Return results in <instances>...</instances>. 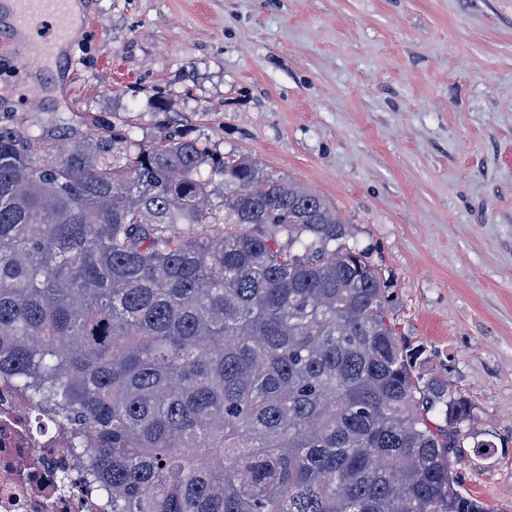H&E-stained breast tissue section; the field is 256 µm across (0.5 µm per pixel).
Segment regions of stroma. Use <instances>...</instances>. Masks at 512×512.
I'll return each mask as SVG.
<instances>
[{
    "label": "stroma",
    "mask_w": 512,
    "mask_h": 512,
    "mask_svg": "<svg viewBox=\"0 0 512 512\" xmlns=\"http://www.w3.org/2000/svg\"><path fill=\"white\" fill-rule=\"evenodd\" d=\"M67 94L0 52V124H168L318 193L385 282L416 368L495 452L456 464L512 512V0H88Z\"/></svg>",
    "instance_id": "obj_1"
}]
</instances>
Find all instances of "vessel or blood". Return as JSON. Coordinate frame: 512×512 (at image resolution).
Returning a JSON list of instances; mask_svg holds the SVG:
<instances>
[{"label": "vessel or blood", "mask_w": 512, "mask_h": 512, "mask_svg": "<svg viewBox=\"0 0 512 512\" xmlns=\"http://www.w3.org/2000/svg\"><path fill=\"white\" fill-rule=\"evenodd\" d=\"M71 0H12L8 14L9 47L23 68H52L59 50L75 23L89 24V17L74 19Z\"/></svg>", "instance_id": "1"}]
</instances>
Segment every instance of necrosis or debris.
Instances as JSON below:
<instances>
[{
  "instance_id": "obj_1",
  "label": "necrosis or debris",
  "mask_w": 512,
  "mask_h": 512,
  "mask_svg": "<svg viewBox=\"0 0 512 512\" xmlns=\"http://www.w3.org/2000/svg\"><path fill=\"white\" fill-rule=\"evenodd\" d=\"M74 469L59 430L0 382V512H101L79 488L58 490Z\"/></svg>"
}]
</instances>
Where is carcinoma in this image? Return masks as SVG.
Masks as SVG:
<instances>
[{"instance_id":"cac0c4a2","label":"carcinoma","mask_w":512,"mask_h":512,"mask_svg":"<svg viewBox=\"0 0 512 512\" xmlns=\"http://www.w3.org/2000/svg\"><path fill=\"white\" fill-rule=\"evenodd\" d=\"M56 134L0 125V377L112 512H490L454 464L494 444L323 197L167 125Z\"/></svg>"}]
</instances>
